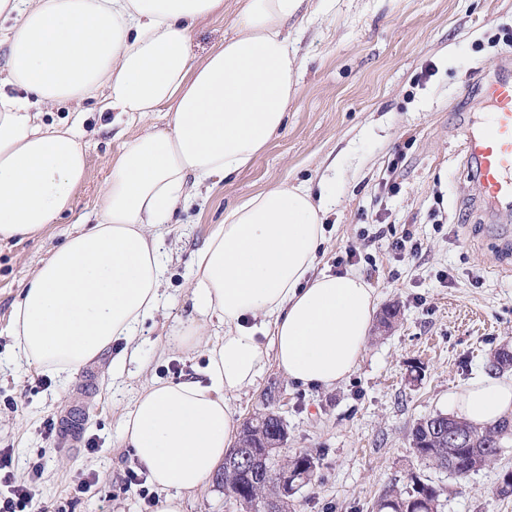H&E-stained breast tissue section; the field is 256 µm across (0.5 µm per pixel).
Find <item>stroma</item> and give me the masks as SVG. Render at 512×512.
<instances>
[{
  "label": "stroma",
  "mask_w": 512,
  "mask_h": 512,
  "mask_svg": "<svg viewBox=\"0 0 512 512\" xmlns=\"http://www.w3.org/2000/svg\"><path fill=\"white\" fill-rule=\"evenodd\" d=\"M235 9L224 0L223 16L194 28L193 63L223 46ZM290 39L305 68L286 125L249 168L200 187L172 216L163 305L122 376L112 375L116 344L61 387L54 374L14 360L8 327L23 282L77 223L94 221L113 158L145 126L165 128V114H125L107 130L88 101L92 136L73 212L38 236L0 242V448L13 449L16 480L40 466L32 512H156L154 486L126 481L139 466L119 445L121 417L147 382L202 367L200 354L166 344L170 325L197 316L194 255L227 210L283 182L335 190L319 270L358 271L377 313L398 310L392 329L373 322L357 369L336 387L296 384L271 365L236 397L242 417L269 409L286 419L289 453L316 455L319 478L296 494L299 512H370L411 470L443 488L439 512H512V496L498 492L512 470L511 440L464 480L410 448L418 419L446 412L449 391L489 371L496 351L512 350V240L499 233L512 231V214L479 199L463 153L464 127L482 122L485 89L506 72L512 0H324ZM406 233L422 250L403 259L390 244ZM350 248L359 254L352 264L343 260ZM273 389L280 398H269Z\"/></svg>",
  "instance_id": "obj_1"
}]
</instances>
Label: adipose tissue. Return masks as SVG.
Returning <instances> with one entry per match:
<instances>
[{
    "mask_svg": "<svg viewBox=\"0 0 512 512\" xmlns=\"http://www.w3.org/2000/svg\"><path fill=\"white\" fill-rule=\"evenodd\" d=\"M307 0H237L235 31L192 65L190 32L224 0H0V240L40 234L72 210L87 167L85 101L147 116L112 161L96 222L67 236L28 279L9 327L16 360L62 384L113 343L133 345L160 307L164 228L195 188L248 168L284 127L304 67L288 42ZM67 115L50 121L53 109ZM327 197L282 183L241 202L209 234L189 282L198 320L169 346L201 351L199 377L155 381L123 416L158 512H184L238 438L236 395L269 364L295 383L333 387L356 370L375 312L355 271H317ZM224 322L210 336L204 317ZM477 427L512 416V379L484 374L448 393Z\"/></svg>",
    "mask_w": 512,
    "mask_h": 512,
    "instance_id": "obj_1",
    "label": "adipose tissue"
}]
</instances>
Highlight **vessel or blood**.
I'll return each instance as SVG.
<instances>
[{
  "mask_svg": "<svg viewBox=\"0 0 512 512\" xmlns=\"http://www.w3.org/2000/svg\"><path fill=\"white\" fill-rule=\"evenodd\" d=\"M493 110L477 131L467 133L464 153L488 203L512 209V77L491 89Z\"/></svg>",
  "mask_w": 512,
  "mask_h": 512,
  "instance_id": "1",
  "label": "vessel or blood"
}]
</instances>
